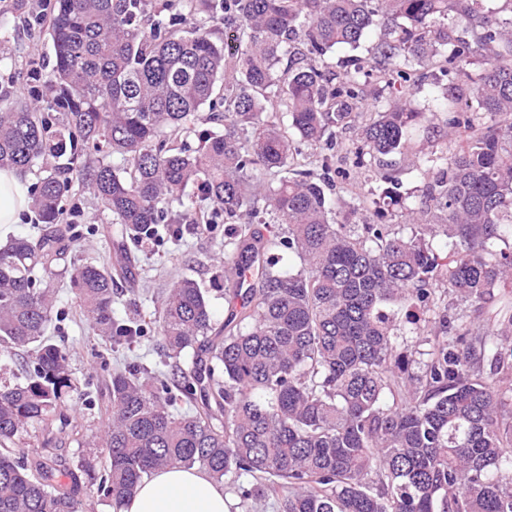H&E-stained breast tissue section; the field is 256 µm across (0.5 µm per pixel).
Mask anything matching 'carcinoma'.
I'll return each instance as SVG.
<instances>
[{"mask_svg":"<svg viewBox=\"0 0 512 512\" xmlns=\"http://www.w3.org/2000/svg\"><path fill=\"white\" fill-rule=\"evenodd\" d=\"M487 2L56 0L50 108L0 112V169L50 164L30 190L37 233L0 245V346L25 353L18 381H0V512H84L91 487L121 512L144 478L175 466L244 501L273 498L278 512H512V305L486 331L438 308L420 375L389 311L415 325L439 285L476 304L512 286V251L498 248L512 238V0ZM214 20L233 32L231 49L213 39ZM378 25L388 82L369 94L363 61L334 74L325 56L358 49ZM430 57L448 84L428 113L470 134L449 155L410 156L436 173L403 207L410 232L338 222L313 165L328 167L336 128L359 111L375 117L360 128L356 167L405 153L425 115L412 62ZM204 106L224 134L195 145ZM76 183L121 225L100 260L68 259ZM185 211L200 235L225 224L224 324L188 277L152 311L118 316L130 245L178 235ZM264 215L287 236L253 225ZM279 246L296 265H279ZM65 280L94 335L119 347L152 332L162 357L191 366L173 381L143 364L113 368L107 423L82 427L64 401L68 356L50 335ZM29 432L32 451L18 457ZM73 441L105 449L102 469L73 460Z\"/></svg>","mask_w":512,"mask_h":512,"instance_id":"1","label":"carcinoma"}]
</instances>
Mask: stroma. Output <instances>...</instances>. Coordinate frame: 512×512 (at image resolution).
Returning <instances> with one entry per match:
<instances>
[{"label": "stroma", "instance_id": "35a3bbf8", "mask_svg": "<svg viewBox=\"0 0 512 512\" xmlns=\"http://www.w3.org/2000/svg\"><path fill=\"white\" fill-rule=\"evenodd\" d=\"M37 10L38 0H23L21 7L0 12V45L5 48L4 56L0 57V109L29 101L34 69H41L45 74L51 69L53 48L46 26L31 28L25 22L26 16ZM336 140L331 173L334 189L330 197L338 221L360 223V215L351 213L348 204L354 197L374 191H392L407 203L419 200L425 178L411 169L402 156H384L359 168L353 164L359 144L357 127L339 128ZM74 201L83 210L86 230L76 240L72 254L78 259L101 257L107 245L97 229L111 226L112 215L100 209L89 193H76ZM219 250L218 244L190 228L184 229L181 238L175 240L141 244L135 252L131 276L118 283L114 305L117 315L127 317L136 310L146 309L151 297L161 289L189 277L207 290L215 320H223L227 307L224 290L229 283L213 259ZM57 305L66 311L58 323V333L64 338L79 388L71 402L72 409L80 424L99 425L105 418L100 406L105 400L108 367L131 360L152 366L160 363L161 358L150 338L139 339L125 348L110 349L84 322L71 288H60Z\"/></svg>", "mask_w": 512, "mask_h": 512}]
</instances>
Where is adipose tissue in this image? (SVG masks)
<instances>
[{"mask_svg":"<svg viewBox=\"0 0 512 512\" xmlns=\"http://www.w3.org/2000/svg\"><path fill=\"white\" fill-rule=\"evenodd\" d=\"M29 204V184L16 172L0 170V243L9 239ZM221 483L196 469L170 468L145 479L122 512H230Z\"/></svg>","mask_w":512,"mask_h":512,"instance_id":"obj_1","label":"adipose tissue"}]
</instances>
